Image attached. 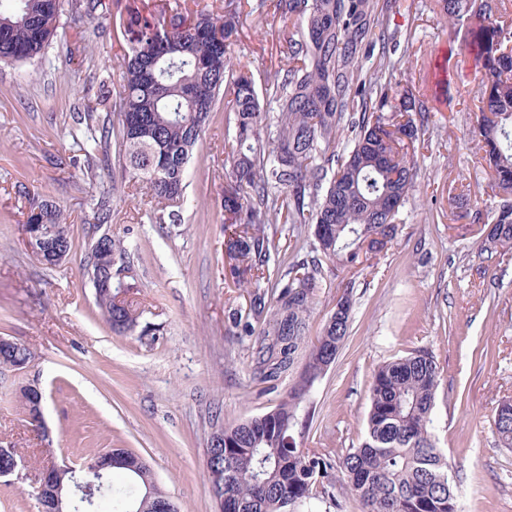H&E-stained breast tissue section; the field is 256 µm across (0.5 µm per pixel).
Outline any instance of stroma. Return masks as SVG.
I'll return each mask as SVG.
<instances>
[{
    "label": "stroma",
    "instance_id": "stroma-1",
    "mask_svg": "<svg viewBox=\"0 0 512 512\" xmlns=\"http://www.w3.org/2000/svg\"><path fill=\"white\" fill-rule=\"evenodd\" d=\"M392 4V86L428 106L425 144L388 249L353 277L323 275L310 336L345 297L350 327L304 404L313 420L303 445L358 447L377 367L425 350L442 371L430 430L452 463L461 512H512V448L491 427L495 408L512 398V250L481 249L487 226L478 215L497 200L484 153L467 137L481 95V63L463 48L474 21L448 22L436 0ZM141 5L120 0L78 24L62 18L45 60L0 64V337L33 353L24 369L0 367V445L20 458L0 477V512H38L44 466L78 468L110 448L140 455L181 512H217L204 468L213 419L263 415L295 382L290 374L273 390L256 386L254 339L234 335L229 319L249 297L224 275V141L234 133L226 112L214 113L188 165L181 223L162 230L112 162L97 158L90 176L70 162L73 116L100 79H118ZM239 22L234 60L264 86L284 65L278 26L246 4ZM103 192L112 234L132 251L140 317L125 335L104 323L82 279L83 245L49 270L20 231L30 198L54 201L77 230L90 196ZM24 385L43 392L40 424L21 409Z\"/></svg>",
    "mask_w": 512,
    "mask_h": 512
}]
</instances>
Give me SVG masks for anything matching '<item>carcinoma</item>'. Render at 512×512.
Segmentation results:
<instances>
[{
  "mask_svg": "<svg viewBox=\"0 0 512 512\" xmlns=\"http://www.w3.org/2000/svg\"><path fill=\"white\" fill-rule=\"evenodd\" d=\"M454 24L476 15L486 23L475 47L483 61L482 97L471 140L485 148L501 202L486 212L494 225L483 250L512 248V29L502 21L505 0H439ZM105 0H77L73 18L91 16ZM272 10L283 33L288 68L276 72L260 95L249 71L231 64L238 33L233 2L220 16L207 9L166 4L169 17H136L138 29L123 57L118 110L98 124L94 112L74 116L75 137L87 165L115 146L121 171L150 197L151 219L176 224L186 203L185 171L219 100L232 114L235 136L224 145L231 174L224 186V253L227 273L251 289L247 314H232L256 336L253 377L273 385L298 371L295 385L271 412L224 426V447L207 448L205 472L223 512H300L327 493L339 468L340 489L360 512H458L448 461L430 432L441 380L434 357L418 350L380 365L369 390L365 438L338 460L332 452L303 447L309 415L300 414L315 382L335 361L349 330L350 301L340 300L319 335H307L323 263L331 273L350 272L396 238L399 209L412 187L415 154L428 108L414 94L395 92L386 73L387 18L379 0H255L252 10ZM62 10L59 0H0V63L20 64L45 53ZM376 57L371 73L363 62ZM278 111H263L262 99ZM349 148L338 151L344 133ZM300 237L314 226L306 258L292 264L270 288L277 246L266 225L273 219ZM26 221L40 224L45 243L34 255L52 269L73 251L75 238L60 208L41 202ZM112 226V196L90 197L82 232L88 252L83 275L95 290L100 315L125 335L138 314L125 281L128 248L111 237L97 248L92 236ZM262 325L255 330L253 323ZM33 355L22 344L3 353V366L25 364ZM492 426L512 448V400L499 403ZM131 465L117 468L128 483L93 470L85 483L104 486L97 512H159L149 489L157 484L142 457L118 449ZM62 508L80 512L71 496L74 476L61 478Z\"/></svg>",
  "mask_w": 512,
  "mask_h": 512,
  "instance_id": "1",
  "label": "carcinoma"
}]
</instances>
